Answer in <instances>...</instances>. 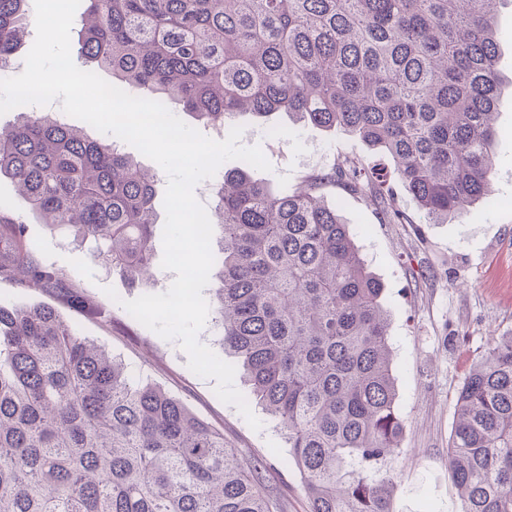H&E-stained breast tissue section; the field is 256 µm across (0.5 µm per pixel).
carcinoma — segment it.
Wrapping results in <instances>:
<instances>
[{"label": "carcinoma", "instance_id": "obj_1", "mask_svg": "<svg viewBox=\"0 0 512 512\" xmlns=\"http://www.w3.org/2000/svg\"><path fill=\"white\" fill-rule=\"evenodd\" d=\"M80 54L113 85L144 88L213 127L240 115L355 133L386 153L427 224L491 195L501 79L498 0H87ZM28 0H0V73ZM0 176L52 228L130 284L149 278L155 174L108 134L90 139L17 107ZM404 221L389 176L344 159L279 192L241 163L217 181L215 301L223 346L246 371L304 479L308 512H391L383 470L403 425L384 285L328 187ZM0 203V280L92 317L105 311L25 246ZM449 465L460 512H512V335L456 397ZM0 512H282L262 466L179 399L136 381L48 305L0 303Z\"/></svg>", "mask_w": 512, "mask_h": 512}]
</instances>
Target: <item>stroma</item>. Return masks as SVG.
Returning <instances> with one entry per match:
<instances>
[{"label": "stroma", "mask_w": 512, "mask_h": 512, "mask_svg": "<svg viewBox=\"0 0 512 512\" xmlns=\"http://www.w3.org/2000/svg\"><path fill=\"white\" fill-rule=\"evenodd\" d=\"M503 33L500 70L505 87L499 100L492 200L475 204L470 217L450 224L425 223L405 191L397 201L409 217L405 224H385L366 199L327 188L330 205L348 224L372 272L385 286L383 306L390 319L389 336L397 410L403 421L401 449L385 468L397 479L392 512H460L461 503L448 465V445L455 423L456 394L476 361L500 336L512 334V0L498 7ZM241 143L261 146L271 171L254 170L272 189L295 188L307 176L331 169L345 157L387 164V157L356 136L330 134L317 128L294 132L286 115L266 126L250 116L236 120ZM280 134H272L271 126ZM124 153L156 172L153 226L154 278L128 284L107 273L93 258L94 242L75 245L68 232L40 224L27 201L16 194L11 179L0 178V200L28 226L27 247L51 263L79 292L111 312L100 321L59 303L34 288L0 280V303L24 308L42 303L59 308L72 328L118 357L141 380L179 398L199 419L223 432L226 443L247 461L263 459L264 483L284 512H307L303 479L291 461L276 421L261 407L253 430L235 406L219 400L214 380L188 367L178 342L167 341L141 325L123 301L165 292L176 277L160 265L166 214L165 171L135 147ZM117 296L109 298L105 290Z\"/></svg>", "instance_id": "obj_1"}]
</instances>
